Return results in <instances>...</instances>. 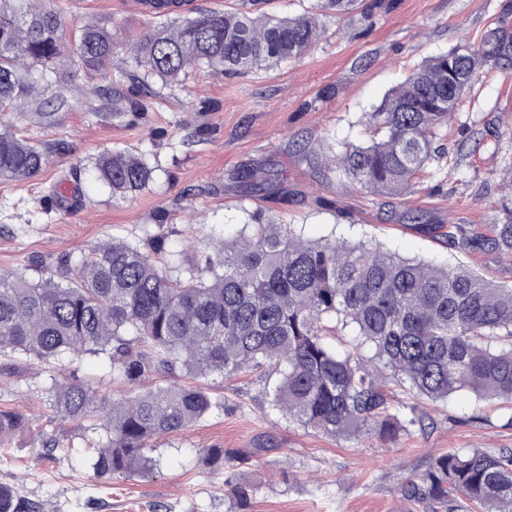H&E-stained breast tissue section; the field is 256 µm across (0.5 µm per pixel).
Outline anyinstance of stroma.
Instances as JSON below:
<instances>
[{
	"instance_id": "obj_1",
	"label": "stroma",
	"mask_w": 512,
	"mask_h": 512,
	"mask_svg": "<svg viewBox=\"0 0 512 512\" xmlns=\"http://www.w3.org/2000/svg\"><path fill=\"white\" fill-rule=\"evenodd\" d=\"M139 0H50L70 26L93 20L130 37L153 26ZM191 8L294 16L313 0H188ZM389 12L330 18L322 39L303 58L248 74L191 73L176 85L153 82L149 110L138 122L112 121L105 93H129L119 78L126 54L116 49L108 74L72 79V100L54 125L18 118L19 135L49 146L44 172L26 182L0 181V272L33 260L80 258L107 237L140 243L156 236L178 252L185 240L233 237L255 210L296 225L310 240H372L406 258L464 265L512 285V260L450 249L434 227L473 224L489 230L507 195L500 180L512 166V75L491 68L461 103L439 140L444 156L425 172L424 191L401 199L358 189L326 168L321 148L366 141V115L426 56L476 38L497 19L502 0H394ZM483 132L478 147L458 149L459 130ZM125 149L155 170L148 188L113 198L96 180L92 161ZM275 170L279 180L249 193L240 168ZM423 212L426 223L406 220ZM94 383L100 396L126 393L109 363L93 355L63 364L0 363V410H18L29 429L0 445V483L38 501L42 512H231L224 478L202 458L221 448L240 459L252 484L247 512H473L452 501L405 496L402 485L434 457L455 451L512 449V412L461 393L445 403L413 402L388 384L393 410L418 405L423 424L395 441L368 435L334 440L283 418L270 403L267 370L227 378L211 374L204 387L224 405L203 421L163 437L159 464L144 476L100 478L89 465L98 435L56 415L53 384L71 377ZM60 440L48 452L44 440Z\"/></svg>"
}]
</instances>
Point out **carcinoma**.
<instances>
[{"mask_svg": "<svg viewBox=\"0 0 512 512\" xmlns=\"http://www.w3.org/2000/svg\"><path fill=\"white\" fill-rule=\"evenodd\" d=\"M155 25L123 42L129 66L121 77L139 93L111 102L112 118L129 123L148 111L149 79L175 84L191 70L246 74L306 55L325 32L321 17L391 8L389 0H316L296 16L196 10L170 17L172 0H147ZM116 34L94 22L67 38L66 21L33 0H0V106L41 125L69 106L70 74L112 68ZM512 71V0L473 45L425 57L368 114L370 138L346 143L325 163L375 196L402 198L419 189L440 130L487 66ZM55 75L46 101L42 84ZM46 149L19 137L0 117V181L36 178ZM98 178L125 198L154 180L155 169L126 150L100 154ZM490 233L455 227L448 245L463 253L512 257V206ZM166 239L144 248L114 237L75 261L69 255L31 272L0 274V356L62 362L106 357L112 374L134 386L158 371L226 378L268 368L277 375L271 402L282 416L334 439L375 431L392 441L422 425L416 408L390 412L385 379L430 402L467 391L512 404V287L467 268L404 258L379 244L312 241L291 224L261 212L231 239L192 247L167 266ZM350 334L357 344L337 351L326 335ZM372 352L376 365L363 358ZM50 406L71 421L100 430L93 469L100 478L150 471L158 438L178 433L222 406L202 386L158 385L106 406L79 379L52 388ZM27 418L0 410V440L23 433ZM224 473L230 498L249 489L235 456L205 451ZM409 497H465L481 512H512V450L473 451L435 458ZM0 512H41L38 502L0 485Z\"/></svg>", "mask_w": 512, "mask_h": 512, "instance_id": "carcinoma-1", "label": "carcinoma"}]
</instances>
